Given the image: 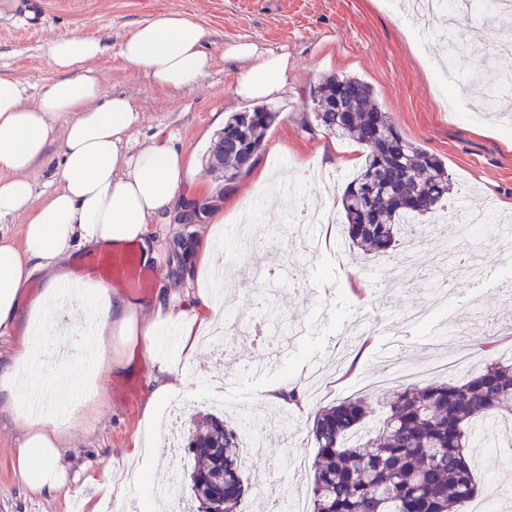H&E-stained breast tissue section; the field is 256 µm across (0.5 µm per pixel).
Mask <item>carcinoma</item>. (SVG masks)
Listing matches in <instances>:
<instances>
[{
  "instance_id": "cac0c4a2",
  "label": "carcinoma",
  "mask_w": 512,
  "mask_h": 512,
  "mask_svg": "<svg viewBox=\"0 0 512 512\" xmlns=\"http://www.w3.org/2000/svg\"><path fill=\"white\" fill-rule=\"evenodd\" d=\"M316 121L366 149L341 204L344 240L353 254H384L428 235L419 217L448 196V167L405 139L375 102L367 82L329 76L311 89ZM279 113L264 106L233 113L208 168L226 182L250 170ZM349 396L315 410L310 436L317 448L309 512H451L478 494L466 449L482 446L498 415L512 416V361L495 360L465 383L404 384L378 403ZM241 430L217 413L194 425L189 474L199 506L240 512L256 494L243 475Z\"/></svg>"
}]
</instances>
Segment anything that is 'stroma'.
Instances as JSON below:
<instances>
[{"mask_svg":"<svg viewBox=\"0 0 512 512\" xmlns=\"http://www.w3.org/2000/svg\"><path fill=\"white\" fill-rule=\"evenodd\" d=\"M170 11L203 26L213 49L250 42L288 56V87L269 103L281 117L268 131L257 161L273 184L260 194L252 173L227 184L203 172L199 184L185 191L191 199L222 194L218 209L225 225L238 221L248 224L252 236L268 235L284 224L288 210L279 184L292 186L297 199L320 210L324 201L307 190L308 177L339 171L345 180L356 172L364 150L354 140L325 131L309 98L311 86L331 75L356 76L369 83L398 131L447 163L451 196L424 216V223L455 221L452 200L462 195L491 200L499 214L512 217V128L471 101L447 111L446 96L437 92L448 64L443 52L448 35L468 39L457 70L478 74L487 61L495 74L512 76V56L493 51L500 33L512 31V14L486 17L473 11L456 14L448 23L431 20L436 36L422 45L413 38L416 18L404 15L390 0H0V78L19 81L26 90L25 103H34L59 78L48 61L51 40L95 36L117 44L139 25ZM93 66L104 93L126 95L141 107L140 139L159 131L173 135L201 166L211 154L223 117L247 108L234 93L232 62L221 57L197 85L175 94L155 88L143 72L123 65L116 53ZM344 180L333 189L332 245L318 246L319 225L299 223L287 226V244L272 240L266 252L247 251L237 239L226 244L228 269L259 263L278 270V277L265 286L275 293L281 328L296 331L287 348L278 347L271 336L258 339L250 334L227 351L215 355L205 350L187 360L178 353V337L170 325H163L155 340L156 355L175 362L190 379L182 392L190 401L186 419L207 410V383L217 376L224 380L226 414L273 412L280 417L262 453L243 468L259 486L246 512H267L274 500L307 492L316 455L307 416L316 406L352 395L375 397L398 387L393 365L378 355L381 348L397 346L400 358L419 368L414 381L421 385L462 382L479 373L492 355H512V298L500 293L501 283L512 278V263L500 261L502 255L512 254V234L490 224L456 247L452 261L468 259L493 272L456 282L437 303L414 286L419 277L431 274L426 261L396 280L380 258L351 259L341 243ZM153 230L169 249L159 262L161 279L144 296L148 302L164 292H180L182 283L171 274L177 258L170 246L195 245L206 226L178 224L169 216ZM358 280L363 283L359 289L354 286ZM223 307L230 319L241 320L250 330L264 313L245 279L225 289ZM149 375L138 365L113 377L95 429L72 427L70 446L62 451L70 480L56 491L37 494L24 483L16 470L23 427L1 413L0 512H72L74 503L92 495V488L82 485L78 476L123 466L138 435ZM273 385L298 388L303 408L270 409L265 394ZM159 427L153 454L139 465V481L112 490L139 512H144L151 488L173 476L187 479L193 464L188 452L169 448L168 420H160ZM511 433L512 422L502 421L487 435L484 447L476 449L479 493L462 512H512V495L504 493L512 486V455L497 452L499 442Z\"/></svg>","mask_w":512,"mask_h":512,"instance_id":"obj_1","label":"stroma"}]
</instances>
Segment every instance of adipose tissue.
<instances>
[{
	"instance_id": "1",
	"label": "adipose tissue",
	"mask_w": 512,
	"mask_h": 512,
	"mask_svg": "<svg viewBox=\"0 0 512 512\" xmlns=\"http://www.w3.org/2000/svg\"><path fill=\"white\" fill-rule=\"evenodd\" d=\"M109 49V43L95 37L53 40L50 62L63 77L30 105L23 102L21 83L0 78V223L22 213L27 216L21 242L0 236V334L16 335L10 360L0 367V413L24 427L16 466L35 492H50L62 483L66 422L93 424L98 406L107 400L113 373L126 372L143 353L152 357L151 390L141 405L143 437L128 453L129 459H141L155 443L160 405L187 384L185 374L153 355L161 323H177L179 352L189 359L201 352L203 334L224 320L215 292L220 270L213 251L224 237V217L219 214L198 244L195 280L184 294L148 306L136 295L100 283L75 287L71 298L83 301L82 319L98 342L85 370L93 397L78 399L67 372L60 371L45 387L62 404V412L33 407L40 336L55 321L59 287L74 280L73 259L86 251L135 245L143 263L156 262L164 245L151 225L182 203L194 179L192 157L174 137L137 141L138 107L127 96L102 93L92 63ZM117 56L142 70L156 87L171 92L196 85L215 60L203 27L178 13L140 25L121 42ZM223 56L238 64V98L271 100L284 91L287 55L239 42L225 45ZM62 115L69 121L59 132L54 121ZM53 153L58 156L56 186L44 198H35L26 173ZM37 271L45 286L21 303ZM112 336L120 337L124 353L113 354L105 345V338Z\"/></svg>"
}]
</instances>
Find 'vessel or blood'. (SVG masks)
<instances>
[{"label": "vessel or blood", "instance_id": "b4317fda", "mask_svg": "<svg viewBox=\"0 0 512 512\" xmlns=\"http://www.w3.org/2000/svg\"><path fill=\"white\" fill-rule=\"evenodd\" d=\"M161 271L144 265L135 248L104 249L86 256L80 264V277L89 282H101L113 288L133 286L149 292Z\"/></svg>", "mask_w": 512, "mask_h": 512}]
</instances>
